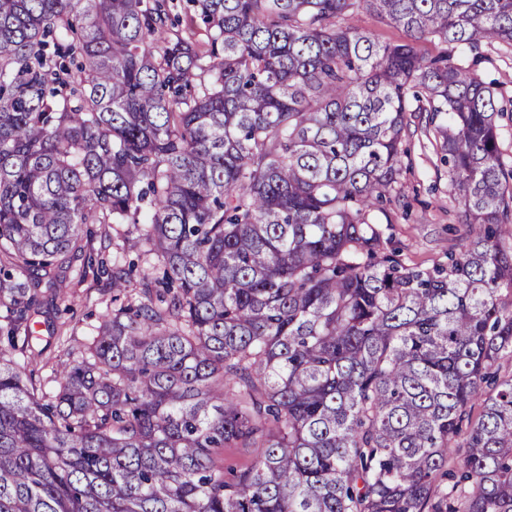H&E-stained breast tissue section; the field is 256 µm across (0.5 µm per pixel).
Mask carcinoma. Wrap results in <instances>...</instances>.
Returning a JSON list of instances; mask_svg holds the SVG:
<instances>
[{
	"mask_svg": "<svg viewBox=\"0 0 512 512\" xmlns=\"http://www.w3.org/2000/svg\"><path fill=\"white\" fill-rule=\"evenodd\" d=\"M189 2L182 31L173 0H0V512H512V377L483 387L512 165L477 74L512 0ZM421 118L469 238L431 269L372 216ZM87 224L131 229L50 390L35 326L95 269ZM356 24L362 31L374 34L382 44L402 43L407 40L402 29L380 23L375 16L367 12L359 15Z\"/></svg>",
	"mask_w": 512,
	"mask_h": 512,
	"instance_id": "carcinoma-1",
	"label": "carcinoma"
}]
</instances>
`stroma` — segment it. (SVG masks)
<instances>
[{
	"label": "stroma",
	"instance_id": "1",
	"mask_svg": "<svg viewBox=\"0 0 512 512\" xmlns=\"http://www.w3.org/2000/svg\"><path fill=\"white\" fill-rule=\"evenodd\" d=\"M485 62L479 69L484 82L503 83L499 102L504 111L497 119L500 147L512 160V52L501 47H484ZM410 170L401 181L400 201L389 207L391 224L388 250L397 251L408 265L423 268L447 261L449 253H460L468 241V227L461 222V205L448 195V170L440 161L436 146L422 132L409 139ZM111 294L106 280L96 288L70 284L65 304L71 310L62 314L66 333L62 336L42 335L38 346L43 377L68 363L70 347L84 345L95 333L99 317L109 305Z\"/></svg>",
	"mask_w": 512,
	"mask_h": 512
}]
</instances>
